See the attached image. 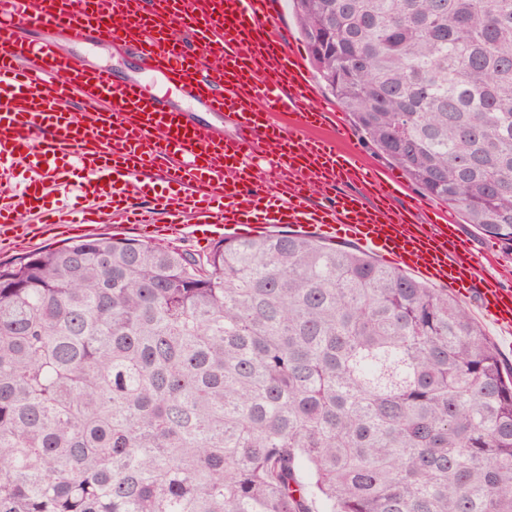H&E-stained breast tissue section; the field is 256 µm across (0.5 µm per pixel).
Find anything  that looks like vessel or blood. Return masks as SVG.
I'll return each mask as SVG.
<instances>
[{"mask_svg":"<svg viewBox=\"0 0 512 512\" xmlns=\"http://www.w3.org/2000/svg\"><path fill=\"white\" fill-rule=\"evenodd\" d=\"M35 23L132 45L149 74L222 117L232 133L201 129L147 81L120 84L109 68L61 53L54 40H24ZM75 98L91 114L77 118ZM0 170L22 174L0 185L4 245L52 224L109 216L136 225L149 243L189 223L205 238L238 239L283 225L356 241L474 296L502 336H512V291L476 277L468 247L423 201L392 208L400 181L360 162L350 131L287 49L272 0H0ZM158 181L164 188L152 210L129 206ZM344 182L359 192H340ZM316 191L322 200L314 204Z\"/></svg>","mask_w":512,"mask_h":512,"instance_id":"b4317fda","label":"vessel or blood"}]
</instances>
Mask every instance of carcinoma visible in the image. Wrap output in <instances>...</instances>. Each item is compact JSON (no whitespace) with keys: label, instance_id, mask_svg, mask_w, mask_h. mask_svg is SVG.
Masks as SVG:
<instances>
[{"label":"carcinoma","instance_id":"obj_1","mask_svg":"<svg viewBox=\"0 0 512 512\" xmlns=\"http://www.w3.org/2000/svg\"><path fill=\"white\" fill-rule=\"evenodd\" d=\"M375 148L512 248V0H293ZM0 512H512V369L445 288L277 233L0 262Z\"/></svg>","mask_w":512,"mask_h":512}]
</instances>
